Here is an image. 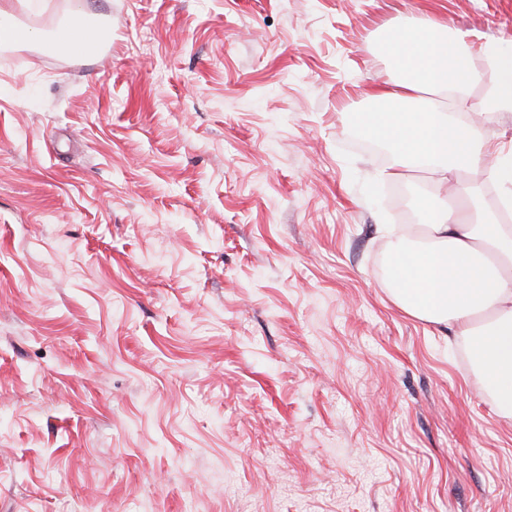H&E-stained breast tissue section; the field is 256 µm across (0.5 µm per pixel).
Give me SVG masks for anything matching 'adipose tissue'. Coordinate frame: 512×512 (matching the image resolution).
Returning <instances> with one entry per match:
<instances>
[{
    "label": "adipose tissue",
    "mask_w": 512,
    "mask_h": 512,
    "mask_svg": "<svg viewBox=\"0 0 512 512\" xmlns=\"http://www.w3.org/2000/svg\"><path fill=\"white\" fill-rule=\"evenodd\" d=\"M51 50L79 56L94 46L87 0H73ZM382 51L395 73L361 120L368 137L390 151V177L418 170L435 192L423 207L424 239L386 243L390 296L407 315L448 327L469 347L474 372L498 414L512 417V225L481 208L483 184L470 178L485 148L477 126L458 123L444 106L411 110L424 93L467 107L475 87L489 105L512 111V49L485 44L487 67L469 64L467 33L428 17L409 18Z\"/></svg>",
    "instance_id": "ef3b65f1"
}]
</instances>
